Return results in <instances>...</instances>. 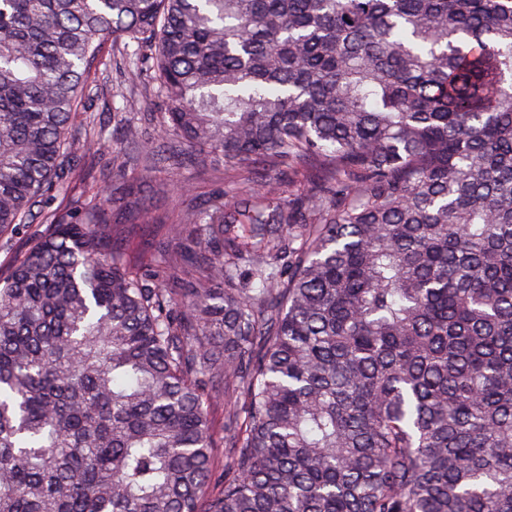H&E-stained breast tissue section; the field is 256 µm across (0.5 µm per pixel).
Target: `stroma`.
Here are the masks:
<instances>
[{"label":"stroma","instance_id":"obj_1","mask_svg":"<svg viewBox=\"0 0 512 512\" xmlns=\"http://www.w3.org/2000/svg\"><path fill=\"white\" fill-rule=\"evenodd\" d=\"M104 67L98 74V85L86 101L88 111L100 120L103 146L87 149L75 142L74 189L65 196L56 197L52 211L58 214L74 212L81 205L84 185H106L116 190L117 208L142 212L152 216L149 224H114L115 243L126 250L128 260L143 273L153 274L149 260L159 244L176 248L189 228L184 222L191 205L207 200L213 193L224 190L226 176L221 161L209 159L203 165L185 163L180 169H157L152 176L142 174L143 160L133 151L115 155L114 149L123 139L126 123L139 127L143 138L153 142L157 149H168L152 105V91L127 73L122 43L105 45ZM48 229L45 217L35 224L23 226L0 237V278H7L18 256L35 238Z\"/></svg>","mask_w":512,"mask_h":512}]
</instances>
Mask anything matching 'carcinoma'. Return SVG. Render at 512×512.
Returning a JSON list of instances; mask_svg holds the SVG:
<instances>
[{"mask_svg":"<svg viewBox=\"0 0 512 512\" xmlns=\"http://www.w3.org/2000/svg\"><path fill=\"white\" fill-rule=\"evenodd\" d=\"M110 40L234 181L173 288L95 192L0 279V512H512V0H0L1 233Z\"/></svg>","mask_w":512,"mask_h":512,"instance_id":"1","label":"carcinoma"}]
</instances>
